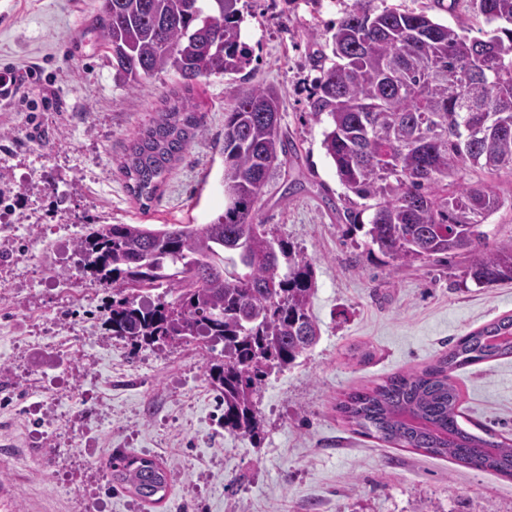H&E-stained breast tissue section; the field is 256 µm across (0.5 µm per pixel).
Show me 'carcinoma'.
I'll return each instance as SVG.
<instances>
[{
	"instance_id": "obj_1",
	"label": "carcinoma",
	"mask_w": 512,
	"mask_h": 512,
	"mask_svg": "<svg viewBox=\"0 0 512 512\" xmlns=\"http://www.w3.org/2000/svg\"><path fill=\"white\" fill-rule=\"evenodd\" d=\"M492 29L470 37L423 12L371 9L356 0L334 26L309 114L340 183L372 211L368 252L395 268L469 254L465 278L479 287L512 281V244L489 247L485 222L505 207L485 182L512 174V0H471ZM237 0H101L99 38L132 89L172 73L191 91L201 78L231 76L252 62ZM282 95L258 83L224 110V213L208 224H96L75 243L84 271L112 289V335L137 347L201 338L223 344L208 378L224 402V431L254 437L265 380L288 370L320 338L312 314L311 259L257 222L272 168L296 152L281 130ZM203 114L193 97L165 101L119 164L133 198L152 200L169 180ZM477 182L448 187V175ZM164 288L170 301L147 303ZM512 357V315L457 338L422 368L353 389L336 412L353 431L397 448L512 478V438L463 422L457 372ZM112 483L149 505L171 489L167 467L122 450Z\"/></svg>"
}]
</instances>
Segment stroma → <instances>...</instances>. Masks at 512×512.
Segmentation results:
<instances>
[{"instance_id": "obj_1", "label": "stroma", "mask_w": 512, "mask_h": 512, "mask_svg": "<svg viewBox=\"0 0 512 512\" xmlns=\"http://www.w3.org/2000/svg\"><path fill=\"white\" fill-rule=\"evenodd\" d=\"M99 0H0V68L37 67L24 96L0 112V446L30 443L17 463L0 456V512H512V479L395 448L353 433L335 406L343 394L422 367L450 339L512 314V282L479 288L469 255L392 268L365 252L359 226L337 213L352 198L322 146L308 101L312 57L329 51L335 22L355 0H238L253 60L243 72L201 80L204 126L159 199L143 207L119 172L126 146L147 125L174 75L129 89L97 32ZM466 27L484 23L470 0H371ZM283 96L281 128L297 156L276 166L258 218L311 258L315 348L261 390L257 438L224 432L202 344L134 348L107 323L111 291L87 282L89 302L68 307L76 237L69 225L206 224L224 211V109L250 85ZM301 191L286 195L291 181ZM335 207H328V200ZM372 353L360 360L359 350ZM464 414L512 437V358L458 371ZM97 448L85 456V430ZM160 459L173 487L145 506L110 477L114 450Z\"/></svg>"}]
</instances>
